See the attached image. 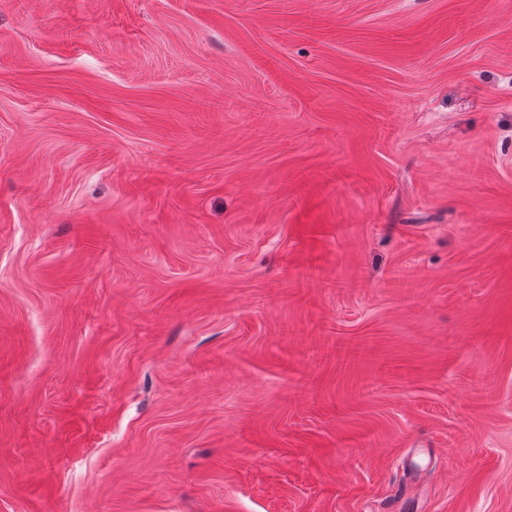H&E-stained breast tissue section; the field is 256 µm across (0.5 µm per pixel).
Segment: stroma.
<instances>
[{
  "label": "stroma",
  "instance_id": "1",
  "mask_svg": "<svg viewBox=\"0 0 512 512\" xmlns=\"http://www.w3.org/2000/svg\"><path fill=\"white\" fill-rule=\"evenodd\" d=\"M512 512V0H0V512Z\"/></svg>",
  "mask_w": 512,
  "mask_h": 512
}]
</instances>
